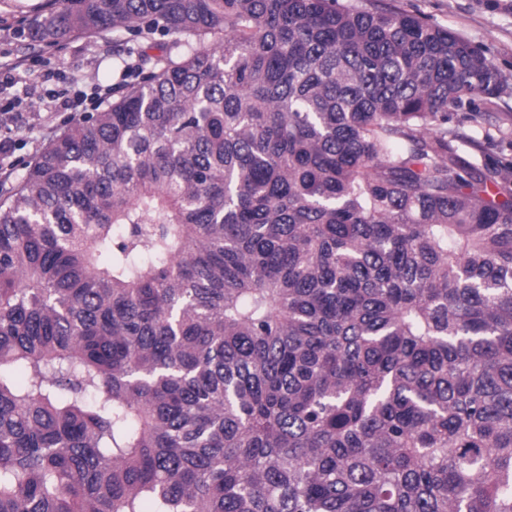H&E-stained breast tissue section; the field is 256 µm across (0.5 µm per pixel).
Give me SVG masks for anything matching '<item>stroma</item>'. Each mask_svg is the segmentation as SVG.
I'll use <instances>...</instances> for the list:
<instances>
[{
  "mask_svg": "<svg viewBox=\"0 0 512 512\" xmlns=\"http://www.w3.org/2000/svg\"><path fill=\"white\" fill-rule=\"evenodd\" d=\"M409 12L426 17L479 45L492 63L512 77V0H397ZM59 0H0V107L10 106L13 119L0 136L13 145L11 182L73 120V112H53L42 102L46 90L97 96L111 101L122 63L112 54V35H74L47 46L23 36L38 15L58 7ZM482 120L469 109L449 112V126L466 138L461 155L481 165L512 162V94L478 103Z\"/></svg>",
  "mask_w": 512,
  "mask_h": 512,
  "instance_id": "35a3bbf8",
  "label": "stroma"
}]
</instances>
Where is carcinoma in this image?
I'll use <instances>...</instances> for the list:
<instances>
[{
	"label": "carcinoma",
	"instance_id": "1",
	"mask_svg": "<svg viewBox=\"0 0 512 512\" xmlns=\"http://www.w3.org/2000/svg\"><path fill=\"white\" fill-rule=\"evenodd\" d=\"M124 78L0 197V512H512V92L375 0H62ZM157 53H151V50ZM478 112L484 119L474 122L468 107L448 113V127L466 133L460 145L461 155L479 165L501 166L512 160V94L478 102Z\"/></svg>",
	"mask_w": 512,
	"mask_h": 512
}]
</instances>
